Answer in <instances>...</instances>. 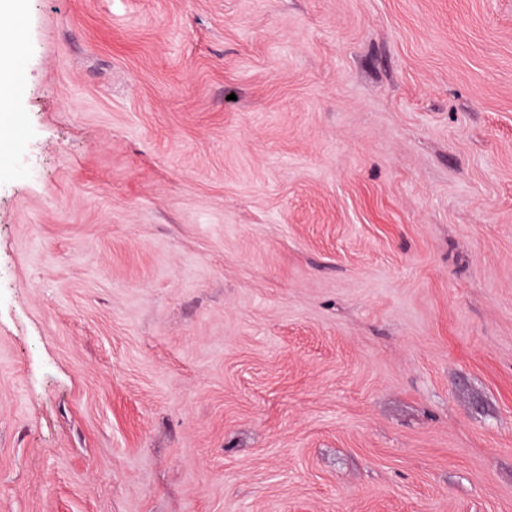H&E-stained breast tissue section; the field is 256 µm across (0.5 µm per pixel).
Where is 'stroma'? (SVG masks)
I'll use <instances>...</instances> for the list:
<instances>
[{
	"label": "stroma",
	"mask_w": 512,
	"mask_h": 512,
	"mask_svg": "<svg viewBox=\"0 0 512 512\" xmlns=\"http://www.w3.org/2000/svg\"><path fill=\"white\" fill-rule=\"evenodd\" d=\"M0 512H512V0H21Z\"/></svg>",
	"instance_id": "35a3bbf8"
}]
</instances>
